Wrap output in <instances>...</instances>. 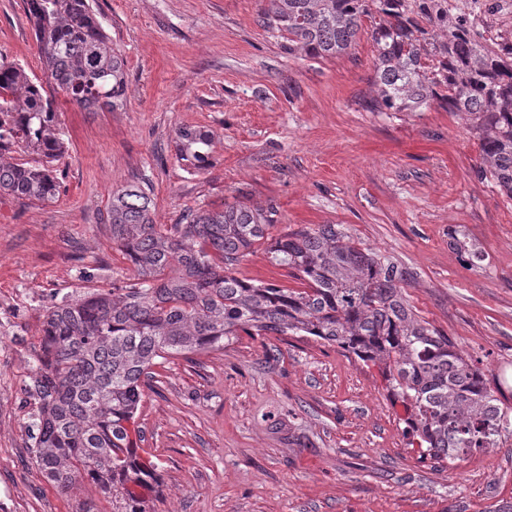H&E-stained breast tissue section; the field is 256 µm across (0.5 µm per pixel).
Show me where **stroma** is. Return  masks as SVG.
<instances>
[{
    "label": "stroma",
    "instance_id": "35a3bbf8",
    "mask_svg": "<svg viewBox=\"0 0 512 512\" xmlns=\"http://www.w3.org/2000/svg\"><path fill=\"white\" fill-rule=\"evenodd\" d=\"M261 0H93L127 62L123 104L88 112L58 101L65 153L49 203L0 199V290L20 314L17 342L46 310L133 276L105 218L112 192L140 186L153 219L274 202L279 226L335 224L410 275L417 314L473 360L512 405V199L478 179L475 133L430 105L371 112L374 47L314 59L255 22ZM0 54L43 77L23 0H0ZM207 132L208 162L177 132ZM475 245L469 265L453 239ZM136 414L157 468L152 512H512V436L453 464L409 445L376 366L302 336H242L157 364ZM0 406V482L23 512H77L33 464L29 384Z\"/></svg>",
    "mask_w": 512,
    "mask_h": 512
}]
</instances>
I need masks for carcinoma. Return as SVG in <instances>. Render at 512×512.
Returning a JSON list of instances; mask_svg holds the SVG:
<instances>
[{
    "mask_svg": "<svg viewBox=\"0 0 512 512\" xmlns=\"http://www.w3.org/2000/svg\"><path fill=\"white\" fill-rule=\"evenodd\" d=\"M260 26L313 58L345 55L362 35L374 46L373 112H417L435 101L466 117L489 178L512 199V45L482 39L440 0H263ZM44 72L65 101L87 111L122 102L127 64L89 0H24ZM202 167L205 134L177 132ZM55 99L18 63L0 58V198L45 202L59 194L52 164L64 153ZM31 157L19 162L13 153ZM130 184L112 191V241L132 281L46 310L32 461L59 490L94 483L112 512H150L138 491L154 466L131 431L144 379L157 359L220 348L240 336L296 334L378 366L403 409L420 458L453 464L512 435V406L454 343L415 313L408 273L336 229L279 233L278 208L238 203L190 210L165 228ZM264 251L300 288L255 284L240 261Z\"/></svg>",
    "mask_w": 512,
    "mask_h": 512,
    "instance_id": "1",
    "label": "carcinoma"
}]
</instances>
